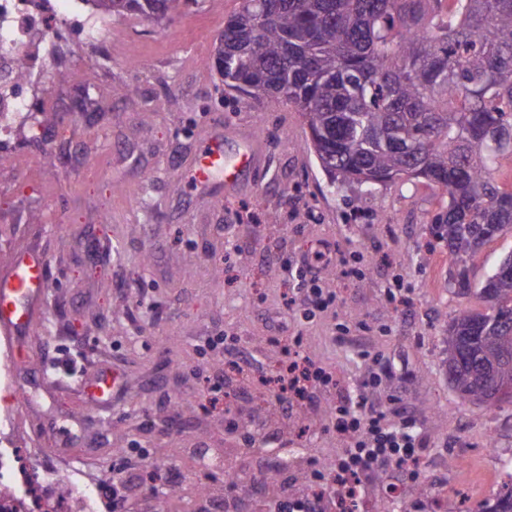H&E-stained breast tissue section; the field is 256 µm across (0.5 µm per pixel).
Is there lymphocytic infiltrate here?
<instances>
[{"instance_id":"lymphocytic-infiltrate-1","label":"lymphocytic infiltrate","mask_w":512,"mask_h":512,"mask_svg":"<svg viewBox=\"0 0 512 512\" xmlns=\"http://www.w3.org/2000/svg\"><path fill=\"white\" fill-rule=\"evenodd\" d=\"M335 376L307 353L302 337H295L288 349V363L271 390L301 402L316 393L334 390ZM330 422L349 440L348 448L332 458L334 485L329 493L318 492L324 474L318 463H311L304 486L282 485L274 512H328L327 499L336 503L366 495L372 482L383 479L389 468H402L411 481L423 477L420 468L422 442L415 415L407 409L390 410L367 395L357 403L334 406Z\"/></svg>"}]
</instances>
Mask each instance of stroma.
I'll return each instance as SVG.
<instances>
[{"instance_id":"35a3bbf8","label":"stroma","mask_w":512,"mask_h":512,"mask_svg":"<svg viewBox=\"0 0 512 512\" xmlns=\"http://www.w3.org/2000/svg\"><path fill=\"white\" fill-rule=\"evenodd\" d=\"M240 2L180 0L173 20L158 26L134 15L113 19L109 52L81 46L75 67L46 84L34 115L41 141L8 156L12 192L36 205L9 229L0 273L22 250L43 252L49 264L38 326L9 361L15 384L28 390L10 414L17 447L35 462L55 459L60 494L75 482L93 489L98 512H112L114 449H136L159 479L134 484L127 512H158L164 496L170 512H201L224 475L222 460L239 446L207 390L208 377L224 372L225 338L235 337L258 369L225 389L254 417L256 447L308 425L289 456V477L301 479L307 460L347 444L327 411L363 391L356 344L340 327L365 322L366 346L393 367L373 396H397L417 411L431 480L455 474L458 458L472 461L462 483L500 476L512 462V405L461 403L444 365L454 310L481 306L451 285L448 251L432 243L445 189L404 179L329 192L304 147L299 113L238 98L210 65ZM130 47L140 58L134 67ZM215 125L233 138L255 135L261 154L255 172L218 201L191 179ZM326 243L358 276L341 277L328 262L321 286L336 296L335 308L285 310L297 264ZM396 273L410 299L399 311L385 294ZM274 336L304 337L311 357L340 379L317 409L297 404L282 418L256 400ZM101 369L117 372L119 392L91 410L81 384ZM426 407L432 415H423ZM489 432L498 446L491 457L480 451ZM391 485L399 491L391 512L427 501L397 472L374 482L370 501L386 500Z\"/></svg>"}]
</instances>
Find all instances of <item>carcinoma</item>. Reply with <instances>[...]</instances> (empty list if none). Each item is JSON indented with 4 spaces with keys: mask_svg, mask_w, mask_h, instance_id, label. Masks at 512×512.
Masks as SVG:
<instances>
[{
    "mask_svg": "<svg viewBox=\"0 0 512 512\" xmlns=\"http://www.w3.org/2000/svg\"><path fill=\"white\" fill-rule=\"evenodd\" d=\"M241 0L215 68L247 99L301 112L329 188L422 178L448 193L433 224L461 289L489 240L512 231V0ZM178 0H94L167 19ZM484 311L448 323V382L463 403L512 404V254L476 289ZM465 512H512V485Z\"/></svg>",
    "mask_w": 512,
    "mask_h": 512,
    "instance_id": "obj_1",
    "label": "carcinoma"
}]
</instances>
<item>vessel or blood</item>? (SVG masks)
Returning a JSON list of instances; mask_svg holds the SVG:
<instances>
[{
    "label": "vessel or blood",
    "mask_w": 512,
    "mask_h": 512,
    "mask_svg": "<svg viewBox=\"0 0 512 512\" xmlns=\"http://www.w3.org/2000/svg\"><path fill=\"white\" fill-rule=\"evenodd\" d=\"M206 141L208 146L192 172L195 183L208 189L220 178L226 191L235 190L256 162L257 145L248 138L228 145L219 126L209 132ZM47 279L48 263L42 253L25 251L17 255L10 271L0 276V333L14 337L31 334ZM88 384L92 389L89 403L95 407L115 386L116 379L102 371Z\"/></svg>",
    "instance_id": "vessel-or-blood-1"
}]
</instances>
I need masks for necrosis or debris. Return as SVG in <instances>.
Listing matches in <instances>:
<instances>
[{
    "label": "necrosis or debris",
    "mask_w": 512,
    "mask_h": 512,
    "mask_svg": "<svg viewBox=\"0 0 512 512\" xmlns=\"http://www.w3.org/2000/svg\"><path fill=\"white\" fill-rule=\"evenodd\" d=\"M103 44L112 28L103 16H88L74 0H0V147L29 125L35 112L37 81L71 68L74 37ZM25 80H18V72ZM0 417V512H90L92 495L76 489L56 496L24 462Z\"/></svg>",
    "instance_id": "obj_1"
}]
</instances>
